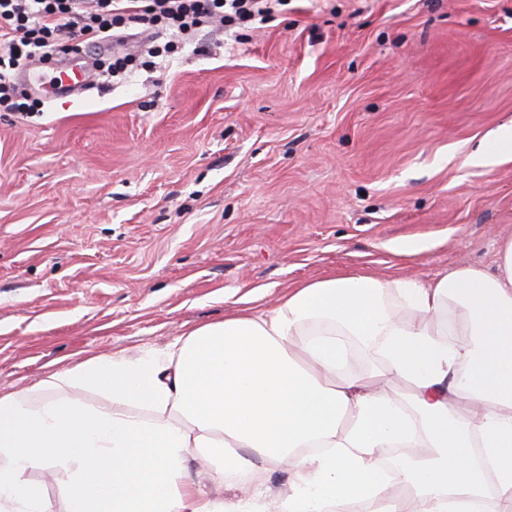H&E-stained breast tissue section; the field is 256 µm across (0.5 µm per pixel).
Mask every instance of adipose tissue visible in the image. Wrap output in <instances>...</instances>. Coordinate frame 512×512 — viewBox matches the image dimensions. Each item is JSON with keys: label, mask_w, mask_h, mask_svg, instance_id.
<instances>
[{"label": "adipose tissue", "mask_w": 512, "mask_h": 512, "mask_svg": "<svg viewBox=\"0 0 512 512\" xmlns=\"http://www.w3.org/2000/svg\"><path fill=\"white\" fill-rule=\"evenodd\" d=\"M454 307L464 344L448 340ZM356 340L375 343L377 374H347ZM54 383L71 395H0V512H49L34 469L57 475L64 512H403L389 496L396 484L411 490L412 512H512V238L492 273L330 275L271 310L241 308ZM194 448L219 483L241 489L232 509L190 479ZM384 448L418 451L390 483ZM284 461L296 479L269 497L251 476Z\"/></svg>", "instance_id": "obj_1"}]
</instances>
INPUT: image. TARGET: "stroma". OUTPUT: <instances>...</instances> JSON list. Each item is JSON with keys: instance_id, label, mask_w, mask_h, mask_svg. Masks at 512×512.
<instances>
[{"instance_id": "35a3bbf8", "label": "stroma", "mask_w": 512, "mask_h": 512, "mask_svg": "<svg viewBox=\"0 0 512 512\" xmlns=\"http://www.w3.org/2000/svg\"><path fill=\"white\" fill-rule=\"evenodd\" d=\"M0 112V393L276 307L332 271L494 270L512 0H287ZM428 238L416 256L395 242ZM475 161L478 164L490 166L497 164L503 159H512V129L506 128L498 138L495 146L490 152L482 150L475 154Z\"/></svg>"}]
</instances>
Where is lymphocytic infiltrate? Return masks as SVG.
I'll return each mask as SVG.
<instances>
[{"mask_svg": "<svg viewBox=\"0 0 512 512\" xmlns=\"http://www.w3.org/2000/svg\"><path fill=\"white\" fill-rule=\"evenodd\" d=\"M281 2L147 0L139 7L135 0H0V111H37L38 101L19 92L13 77L32 59L52 60L132 25L168 33L165 44L148 49L159 57L213 21L229 29L265 22Z\"/></svg>", "mask_w": 512, "mask_h": 512, "instance_id": "1", "label": "lymphocytic infiltrate"}]
</instances>
